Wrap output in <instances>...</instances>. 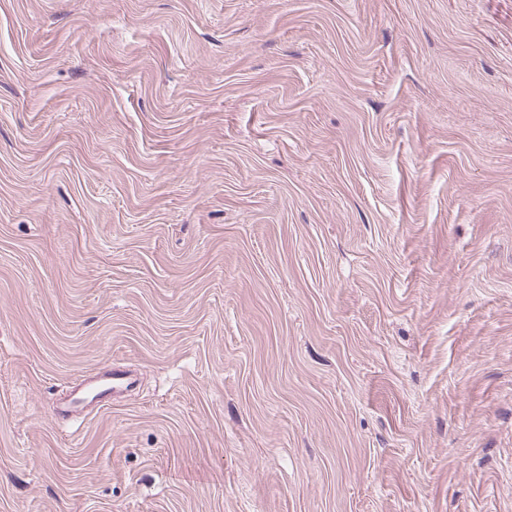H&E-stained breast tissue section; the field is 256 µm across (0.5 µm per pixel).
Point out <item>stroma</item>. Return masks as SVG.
I'll return each instance as SVG.
<instances>
[{
  "mask_svg": "<svg viewBox=\"0 0 512 512\" xmlns=\"http://www.w3.org/2000/svg\"><path fill=\"white\" fill-rule=\"evenodd\" d=\"M0 512H512V0H0ZM123 377L112 376V371H105L103 374L83 388L74 391L67 402L64 403V411L75 409L86 400L103 399L111 395L117 388L125 384Z\"/></svg>",
  "mask_w": 512,
  "mask_h": 512,
  "instance_id": "35a3bbf8",
  "label": "stroma"
}]
</instances>
